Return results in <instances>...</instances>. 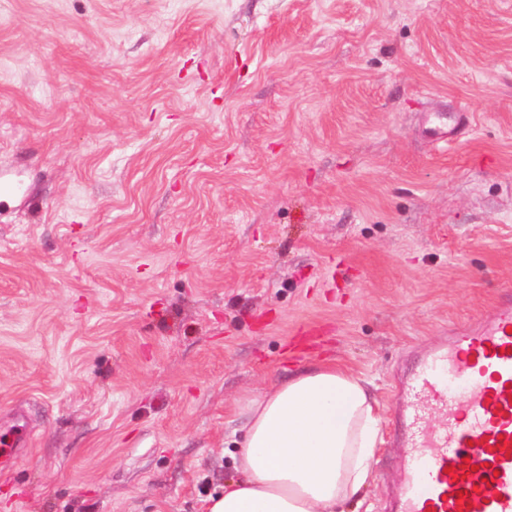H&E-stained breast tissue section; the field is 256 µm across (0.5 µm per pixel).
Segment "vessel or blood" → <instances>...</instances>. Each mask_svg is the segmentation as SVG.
<instances>
[{
  "mask_svg": "<svg viewBox=\"0 0 512 512\" xmlns=\"http://www.w3.org/2000/svg\"><path fill=\"white\" fill-rule=\"evenodd\" d=\"M396 409L391 512H512V296L427 350ZM30 444L25 416L0 427V467Z\"/></svg>",
  "mask_w": 512,
  "mask_h": 512,
  "instance_id": "obj_1",
  "label": "vessel or blood"
}]
</instances>
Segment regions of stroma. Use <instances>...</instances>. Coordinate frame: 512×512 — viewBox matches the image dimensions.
<instances>
[{
    "instance_id": "stroma-1",
    "label": "stroma",
    "mask_w": 512,
    "mask_h": 512,
    "mask_svg": "<svg viewBox=\"0 0 512 512\" xmlns=\"http://www.w3.org/2000/svg\"><path fill=\"white\" fill-rule=\"evenodd\" d=\"M510 292L512 0H0V419L33 437L0 512H206L248 401L321 362L372 383L386 512L394 382Z\"/></svg>"
}]
</instances>
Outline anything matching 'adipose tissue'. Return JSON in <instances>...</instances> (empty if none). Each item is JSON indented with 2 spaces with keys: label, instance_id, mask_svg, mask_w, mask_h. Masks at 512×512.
<instances>
[{
  "label": "adipose tissue",
  "instance_id": "obj_1",
  "mask_svg": "<svg viewBox=\"0 0 512 512\" xmlns=\"http://www.w3.org/2000/svg\"><path fill=\"white\" fill-rule=\"evenodd\" d=\"M380 430L361 374L333 364L296 374L250 403L237 475L208 512H347L364 500Z\"/></svg>",
  "mask_w": 512,
  "mask_h": 512
}]
</instances>
